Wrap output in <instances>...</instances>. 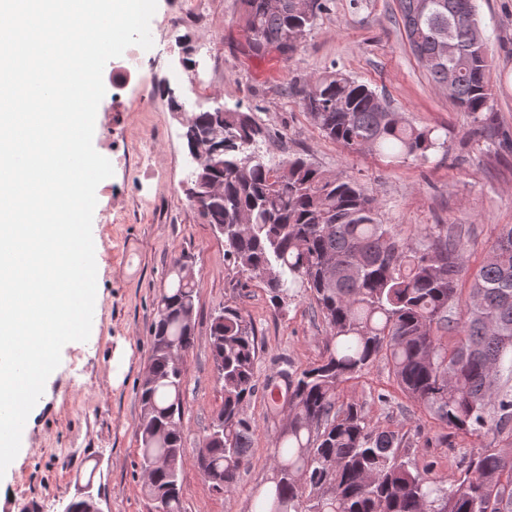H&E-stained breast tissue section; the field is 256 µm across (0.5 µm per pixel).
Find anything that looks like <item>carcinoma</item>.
I'll use <instances>...</instances> for the list:
<instances>
[{"label": "carcinoma", "mask_w": 512, "mask_h": 512, "mask_svg": "<svg viewBox=\"0 0 512 512\" xmlns=\"http://www.w3.org/2000/svg\"><path fill=\"white\" fill-rule=\"evenodd\" d=\"M406 41L435 88L456 81L448 99L484 125L490 105L492 50L476 0H397ZM245 51L290 60L303 48L326 0H240ZM443 42L456 51L437 53ZM289 89L313 124L351 152L392 162L429 160L444 148L367 84L330 71ZM271 136L240 106L192 112L188 152L215 153L195 168L191 205L224 237V259L244 282L261 283L273 306L306 292L325 327L321 358L297 372L260 381L255 328L243 309L224 306L212 320L209 349L223 398L202 439L205 479L232 492L249 464L258 424L246 405L258 389L278 420L271 485L252 512H512V224H503L485 261L465 271L471 229L424 224L412 244L386 224L358 179L296 156L271 162L257 144ZM156 304L150 363L139 389L136 425L144 492L154 512H183L179 427L184 402L177 361L194 344L196 288L186 257L173 259ZM455 337L448 345V337ZM383 358L398 389L442 426L482 439L449 483L408 456L421 435L381 430L340 385Z\"/></svg>", "instance_id": "carcinoma-1"}]
</instances>
